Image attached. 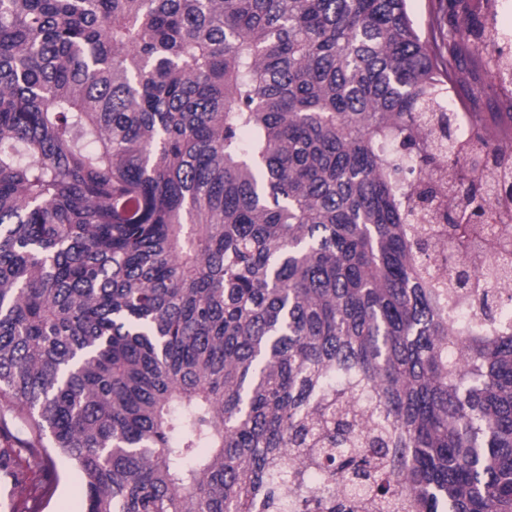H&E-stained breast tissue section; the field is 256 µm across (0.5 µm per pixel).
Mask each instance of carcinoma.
I'll use <instances>...</instances> for the list:
<instances>
[{
	"instance_id": "cac0c4a2",
	"label": "carcinoma",
	"mask_w": 512,
	"mask_h": 512,
	"mask_svg": "<svg viewBox=\"0 0 512 512\" xmlns=\"http://www.w3.org/2000/svg\"><path fill=\"white\" fill-rule=\"evenodd\" d=\"M459 38L500 33L407 0H0V408L37 484L56 453L85 512H512V262L461 319L413 230L438 212L454 266L499 217L479 173L512 198L498 122L446 115ZM436 6V0H409V11L421 32H425L429 28Z\"/></svg>"
}]
</instances>
